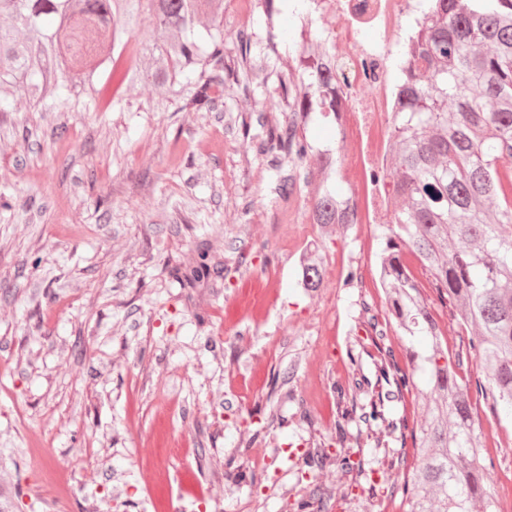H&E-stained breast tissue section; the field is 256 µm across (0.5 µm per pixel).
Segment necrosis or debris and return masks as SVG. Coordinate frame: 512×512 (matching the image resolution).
<instances>
[{
    "label": "necrosis or debris",
    "mask_w": 512,
    "mask_h": 512,
    "mask_svg": "<svg viewBox=\"0 0 512 512\" xmlns=\"http://www.w3.org/2000/svg\"><path fill=\"white\" fill-rule=\"evenodd\" d=\"M422 0H315L330 41L328 64L341 92L340 163L357 218L349 235L371 254L376 225L390 221L394 186L387 171L397 107L394 63L402 30Z\"/></svg>",
    "instance_id": "necrosis-or-debris-1"
}]
</instances>
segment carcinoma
I'll return each instance as SVG.
<instances>
[{
	"instance_id": "carcinoma-1",
	"label": "carcinoma",
	"mask_w": 512,
	"mask_h": 512,
	"mask_svg": "<svg viewBox=\"0 0 512 512\" xmlns=\"http://www.w3.org/2000/svg\"><path fill=\"white\" fill-rule=\"evenodd\" d=\"M263 42L240 30L224 42L218 18L222 0H0V85L21 88L35 104L56 100L77 110L86 96L104 108L121 104L137 84L166 88L159 109L173 101L194 112H213L224 94L248 95L275 79L274 92L291 112L284 122L265 111L241 119L243 137L266 160L267 190L281 208L310 184L315 223H340L339 158L312 146L301 132L318 113L336 124L340 99L336 75L323 64L324 29L311 31L315 10L307 4L302 28L282 59L273 20L290 0H257ZM149 16L154 32L138 34ZM395 65L400 107L395 118L391 222L381 227V287L387 326L402 337L423 336L426 346L407 347L401 365L386 329L370 317L372 365L347 391L336 388L338 425L354 424L365 444L384 449L382 467H406L401 488L407 512H498L484 488L472 391L483 394L492 414L512 421V0H433L424 20L403 37ZM110 62L103 83L93 77ZM410 253L428 274L439 300L450 306L460 332L472 337L484 381L460 373L463 359L428 311L424 288L404 262ZM208 254L185 263L194 288L211 276ZM300 284L317 288L318 254L303 255ZM426 379L429 395L419 430L409 427L395 405ZM412 439L406 449L390 444ZM333 461L344 474L361 470L345 452L331 457L321 448L306 466ZM298 512H322L319 488L296 502Z\"/></svg>"
}]
</instances>
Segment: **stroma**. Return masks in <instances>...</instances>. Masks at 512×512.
<instances>
[{"mask_svg":"<svg viewBox=\"0 0 512 512\" xmlns=\"http://www.w3.org/2000/svg\"><path fill=\"white\" fill-rule=\"evenodd\" d=\"M0 112V512H296L304 489L288 444L328 447L338 431L335 385L367 336L361 307L384 301L340 283L337 332L315 359L314 297L297 285L296 234L271 203L265 165L234 123L267 108L262 90L217 111L154 110L161 87L130 91L122 107L42 110L15 88ZM208 252L221 265L197 287L183 263ZM273 279L262 316L225 321L235 285ZM314 389L321 402L305 404ZM475 427L487 489L512 512V447L483 397ZM262 408L260 422L247 424ZM363 473L324 465L334 487L324 512H403L376 502L374 451ZM269 463L256 470L255 452ZM83 459L59 505L55 470Z\"/></svg>","mask_w":512,"mask_h":512,"instance_id":"obj_1","label":"stroma"}]
</instances>
